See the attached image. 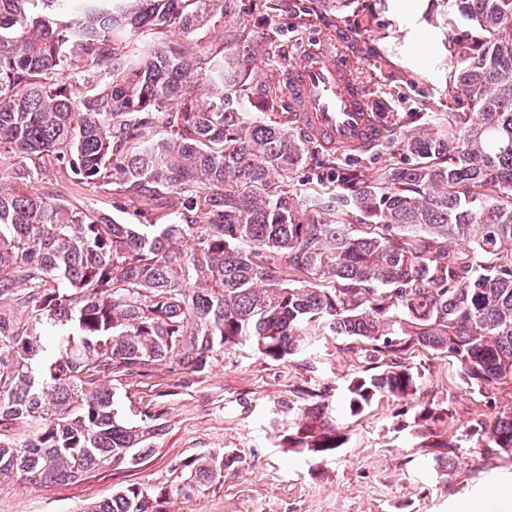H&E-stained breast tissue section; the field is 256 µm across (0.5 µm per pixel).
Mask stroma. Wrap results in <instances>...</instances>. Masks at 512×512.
Returning <instances> with one entry per match:
<instances>
[{
    "mask_svg": "<svg viewBox=\"0 0 512 512\" xmlns=\"http://www.w3.org/2000/svg\"><path fill=\"white\" fill-rule=\"evenodd\" d=\"M224 11L235 20L241 42L256 50L257 78L280 80L284 62L299 46L321 41L352 55L358 76L389 122L454 105L441 41L431 42L426 55L410 52L431 25L416 26L413 18L380 0H354L342 12L329 0H224ZM403 161L385 145L353 160L330 158L312 147L288 179V190L296 195L317 180L331 184L340 167L375 173ZM26 190L122 224L138 221L136 205L68 170H42ZM303 344L299 354L280 361L243 344L200 373L186 372L170 359L130 381L113 374L122 417L137 423L148 416L166 428L155 439L152 455L138 466L103 468L75 483L41 488L1 483L0 512H82L130 484L168 491L165 512H458L461 502L512 486V457H484L475 448L460 449L448 474L436 473L414 429L423 403L447 407L452 437L465 433L476 414L510 413L512 382L486 400L461 380L447 354L416 348L406 357L420 374L416 394L403 400L377 398L353 416L343 406L346 386L370 372L359 344L315 323L304 330ZM314 393L327 397L334 419L349 436L344 448L323 459L289 452L281 443L282 431L300 420ZM290 399L293 410L282 413V403ZM217 453L233 458L223 474L177 493L186 478L185 462Z\"/></svg>",
    "mask_w": 512,
    "mask_h": 512,
    "instance_id": "stroma-1",
    "label": "stroma"
}]
</instances>
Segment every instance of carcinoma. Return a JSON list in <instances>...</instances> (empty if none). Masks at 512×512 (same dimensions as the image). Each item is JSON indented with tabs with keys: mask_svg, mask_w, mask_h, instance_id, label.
I'll list each match as a JSON object with an SVG mask.
<instances>
[{
	"mask_svg": "<svg viewBox=\"0 0 512 512\" xmlns=\"http://www.w3.org/2000/svg\"><path fill=\"white\" fill-rule=\"evenodd\" d=\"M67 2L0 0V161L13 179L0 185V305L26 311L22 325L0 314V482L71 483L153 452L160 425L125 422L112 385L96 384L114 365L137 377L176 359L199 373L247 342L285 360L316 320L384 362L347 385L352 415L416 394L403 358L415 346L448 354L481 392L512 380V0H446L469 29L450 60L457 107L390 134L408 163L338 169L329 198L269 191L304 163L307 140L276 84L252 77L253 50L192 43L208 25L234 38L224 0ZM163 30L185 41H155ZM49 167L142 204V222L20 189ZM465 243L479 261L456 252ZM306 417L283 435L294 452L347 443L329 407ZM447 420L433 404L414 418L446 473L460 449ZM465 437L507 455L512 415L476 419ZM230 462H186L176 491ZM166 495L130 485L83 512H165Z\"/></svg>",
	"mask_w": 512,
	"mask_h": 512,
	"instance_id": "cac0c4a2",
	"label": "carcinoma"
}]
</instances>
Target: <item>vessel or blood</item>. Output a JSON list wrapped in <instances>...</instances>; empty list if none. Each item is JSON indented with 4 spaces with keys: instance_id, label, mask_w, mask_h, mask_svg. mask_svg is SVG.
I'll list each match as a JSON object with an SVG mask.
<instances>
[{
    "instance_id": "vessel-or-blood-1",
    "label": "vessel or blood",
    "mask_w": 512,
    "mask_h": 512,
    "mask_svg": "<svg viewBox=\"0 0 512 512\" xmlns=\"http://www.w3.org/2000/svg\"><path fill=\"white\" fill-rule=\"evenodd\" d=\"M283 81L293 120L319 148L356 156L385 138L381 111L371 106L349 53L309 43L291 59Z\"/></svg>"
}]
</instances>
